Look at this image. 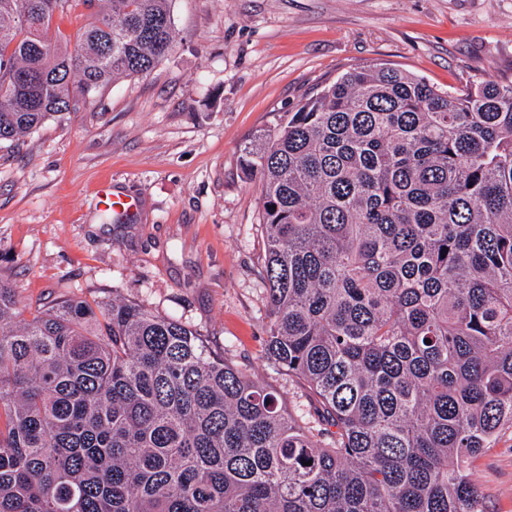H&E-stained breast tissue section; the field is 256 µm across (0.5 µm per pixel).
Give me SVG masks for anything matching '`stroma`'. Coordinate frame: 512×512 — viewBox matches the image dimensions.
<instances>
[{
  "label": "stroma",
  "mask_w": 512,
  "mask_h": 512,
  "mask_svg": "<svg viewBox=\"0 0 512 512\" xmlns=\"http://www.w3.org/2000/svg\"><path fill=\"white\" fill-rule=\"evenodd\" d=\"M176 42L148 76L0 144V279L22 315L121 298L191 327L295 418L308 390L265 350L266 239L241 151L348 67L384 63L439 87L512 81V0H172ZM136 198L105 214L97 188ZM512 512V429L474 464Z\"/></svg>",
  "instance_id": "1"
}]
</instances>
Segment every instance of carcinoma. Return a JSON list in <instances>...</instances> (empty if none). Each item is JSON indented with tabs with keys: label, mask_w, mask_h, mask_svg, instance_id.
Segmentation results:
<instances>
[{
	"label": "carcinoma",
	"mask_w": 512,
	"mask_h": 512,
	"mask_svg": "<svg viewBox=\"0 0 512 512\" xmlns=\"http://www.w3.org/2000/svg\"><path fill=\"white\" fill-rule=\"evenodd\" d=\"M175 41L170 0H0V142ZM242 167L266 353L336 431L177 319L80 298L21 319L0 279V512H487L471 468L512 428V82L357 66Z\"/></svg>",
	"instance_id": "carcinoma-1"
}]
</instances>
